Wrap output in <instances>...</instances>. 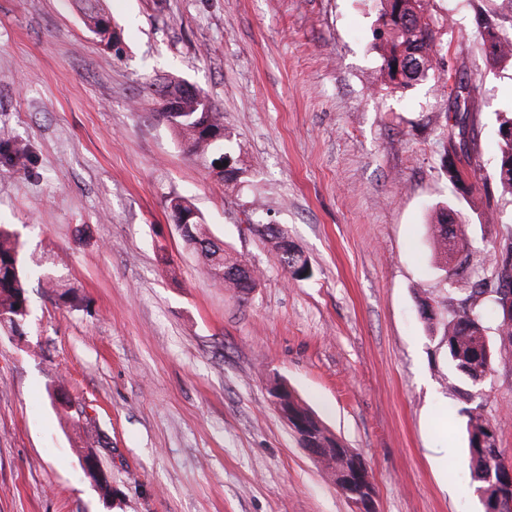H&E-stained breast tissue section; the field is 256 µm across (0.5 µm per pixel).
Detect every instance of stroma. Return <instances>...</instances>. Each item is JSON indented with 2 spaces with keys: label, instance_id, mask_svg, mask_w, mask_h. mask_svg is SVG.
I'll list each match as a JSON object with an SVG mask.
<instances>
[{
  "label": "stroma",
  "instance_id": "35a3bbf8",
  "mask_svg": "<svg viewBox=\"0 0 512 512\" xmlns=\"http://www.w3.org/2000/svg\"><path fill=\"white\" fill-rule=\"evenodd\" d=\"M434 77L387 90L371 46L374 0H101L120 37L100 42L77 0H0V224L29 270L22 335L0 327V512H353L274 410L286 381L360 452L377 512H480L465 462L467 403L420 317L439 295L428 214L459 210L468 259L488 267L512 231V197L465 200L442 174V83L480 58L467 0ZM174 77L224 114L233 187L185 153L147 82ZM482 175L512 74L478 95ZM188 200L226 257L259 269L219 288L184 247L172 198ZM255 224H275L311 266L294 282ZM63 278L75 299L45 293ZM64 377L68 411L56 402ZM512 457V356L484 385ZM109 477L86 475L88 436Z\"/></svg>",
  "mask_w": 512,
  "mask_h": 512
}]
</instances>
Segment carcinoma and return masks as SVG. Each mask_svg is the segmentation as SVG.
Returning a JSON list of instances; mask_svg holds the SVG:
<instances>
[{"mask_svg": "<svg viewBox=\"0 0 512 512\" xmlns=\"http://www.w3.org/2000/svg\"><path fill=\"white\" fill-rule=\"evenodd\" d=\"M83 4L85 24L106 44L118 39L112 28L111 19L99 7L100 0H80ZM430 0H377V27L373 34V48L379 54V73L386 88L391 91L406 90L422 83L433 75L440 64V31L448 25V20L440 19L430 7ZM475 31L484 46V56L479 63L472 64V73L454 77L448 86V97L453 103H463L464 111L453 116V126L463 136L466 130H475L476 115L468 107L473 101L476 86L471 75L482 76L489 73L512 69V0H472ZM148 89L156 96L167 94L173 97L180 112H158V115L171 125L186 152L195 157H204L214 152H224L221 143L204 141L199 129L210 126H224V115L215 108L199 112L192 108L194 97L188 84L173 79L165 82H151ZM443 141L442 168L455 191L470 197L475 191L485 196L498 191L512 195V138L499 135L496 169L493 185L467 181L470 173H477L481 165L477 162L474 139L459 140L461 155L451 158L449 151L454 149L451 129L441 133ZM27 156L25 146L20 143H0V163L14 164ZM252 230L267 238L277 253L283 270L291 266V258L286 250L285 236L279 231L262 232L254 225ZM430 238L437 256L436 269L440 278L448 281V263L456 253L466 249L465 228L459 211L446 203L435 206L429 224ZM186 247L194 250L204 263L214 272L219 286L239 293L256 286L259 271L250 268L238 278L219 274L221 270L239 268L237 264L224 263V249L221 241L209 237L202 223L186 224L180 229ZM492 278L480 286V280L466 281L459 288L451 283L442 298H434L427 293L417 296L420 316L428 331L437 342L447 369L457 384L453 391L472 399L482 389V378L488 377L494 363L512 353V320L497 317L495 330L500 343H494L489 335L487 307L495 309L512 296V237L499 244L492 253ZM43 287L58 296L63 303L73 299L72 287L52 275L43 276ZM0 313L7 319L0 323L15 333H21L30 315V302L27 291V272L14 234L0 224ZM468 467L471 471L474 490L484 486L483 477L491 467L498 465L503 457L497 446L495 432L489 430L490 420L484 414V406L477 402L465 410Z\"/></svg>", "mask_w": 512, "mask_h": 512, "instance_id": "obj_1", "label": "carcinoma"}]
</instances>
